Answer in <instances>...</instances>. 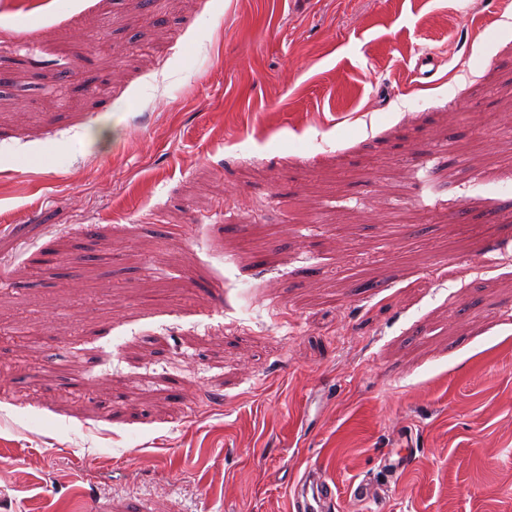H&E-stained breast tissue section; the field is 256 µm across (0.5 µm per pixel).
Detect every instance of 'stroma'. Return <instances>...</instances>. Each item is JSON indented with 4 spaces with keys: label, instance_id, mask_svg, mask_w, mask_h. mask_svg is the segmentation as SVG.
Returning <instances> with one entry per match:
<instances>
[{
    "label": "stroma",
    "instance_id": "35a3bbf8",
    "mask_svg": "<svg viewBox=\"0 0 512 512\" xmlns=\"http://www.w3.org/2000/svg\"><path fill=\"white\" fill-rule=\"evenodd\" d=\"M0 78V512H512V0H0ZM292 489L294 505L301 512H325L336 498V486L315 467L294 481ZM389 489L390 483L380 485L365 477L355 479L348 487V494L355 503L365 507V511L380 512L386 495L391 491Z\"/></svg>",
    "mask_w": 512,
    "mask_h": 512
}]
</instances>
